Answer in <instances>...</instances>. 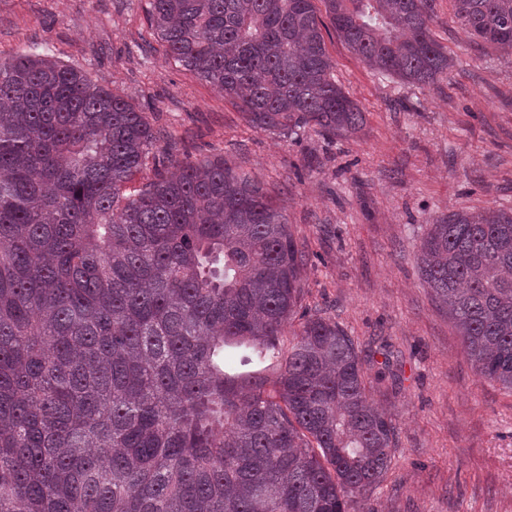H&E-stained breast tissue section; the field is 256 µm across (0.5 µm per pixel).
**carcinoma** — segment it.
Listing matches in <instances>:
<instances>
[{
	"label": "carcinoma",
	"instance_id": "obj_1",
	"mask_svg": "<svg viewBox=\"0 0 512 512\" xmlns=\"http://www.w3.org/2000/svg\"><path fill=\"white\" fill-rule=\"evenodd\" d=\"M322 2L381 74L433 85L452 66L432 0ZM454 3L512 53V0ZM148 17L252 127L362 130L313 0H148ZM159 140L82 69L0 60V512H349L397 429L339 324L301 315L280 358L309 251L248 174L163 161ZM418 264L475 369L512 391V210L436 219Z\"/></svg>",
	"mask_w": 512,
	"mask_h": 512
}]
</instances>
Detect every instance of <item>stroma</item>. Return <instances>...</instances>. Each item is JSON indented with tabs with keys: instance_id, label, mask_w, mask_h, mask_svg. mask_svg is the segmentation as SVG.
Here are the masks:
<instances>
[{
	"instance_id": "stroma-1",
	"label": "stroma",
	"mask_w": 512,
	"mask_h": 512,
	"mask_svg": "<svg viewBox=\"0 0 512 512\" xmlns=\"http://www.w3.org/2000/svg\"><path fill=\"white\" fill-rule=\"evenodd\" d=\"M430 29L454 60L434 87L373 71L325 31L336 81L366 116L331 141L248 127L168 57L147 0H0L1 58L80 67L167 132L160 153L223 157L285 204L311 253L303 308L352 336L397 427L391 466L351 512H512V392L476 371L417 260L438 217L512 209V55L471 41L453 0H433Z\"/></svg>"
}]
</instances>
